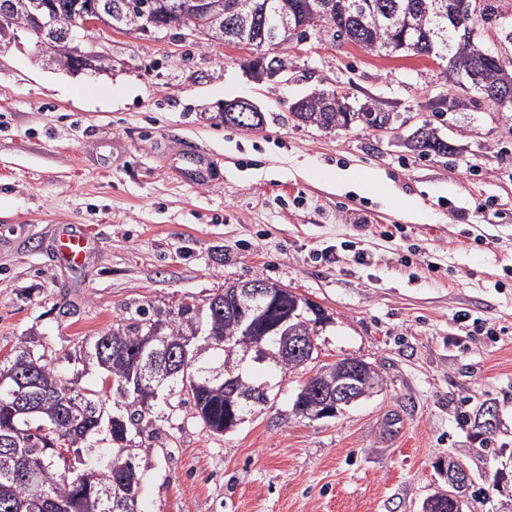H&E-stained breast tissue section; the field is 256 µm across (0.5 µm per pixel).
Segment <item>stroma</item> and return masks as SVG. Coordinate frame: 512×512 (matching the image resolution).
Returning a JSON list of instances; mask_svg holds the SVG:
<instances>
[{"label": "stroma", "instance_id": "1", "mask_svg": "<svg viewBox=\"0 0 512 512\" xmlns=\"http://www.w3.org/2000/svg\"><path fill=\"white\" fill-rule=\"evenodd\" d=\"M474 19L477 40L512 58V0ZM112 68L72 74L24 30L0 40V360L43 345L84 387L86 342L143 303L176 311L263 278L320 304L331 321L318 364L371 363L379 392L333 418L295 416L307 374L252 366L270 400L210 434L190 404L160 405L161 437L140 453L141 512H422L447 489L449 458L472 479L464 512L512 505V120L486 104L441 115L445 62L309 39L289 69L258 82L248 47L115 30L95 35ZM344 88L398 113L395 136L297 126L290 104ZM264 112L224 125L225 102ZM438 127L455 154L418 156L403 140ZM191 140L217 171L204 186L172 171ZM374 172L383 196L336 185ZM86 228L77 266L55 256L61 225ZM369 264L354 261L357 251ZM332 260H325V253ZM494 403L478 436L464 414Z\"/></svg>", "mask_w": 512, "mask_h": 512}]
</instances>
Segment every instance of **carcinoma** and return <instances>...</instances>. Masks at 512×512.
<instances>
[{"instance_id":"cac0c4a2","label":"carcinoma","mask_w":512,"mask_h":512,"mask_svg":"<svg viewBox=\"0 0 512 512\" xmlns=\"http://www.w3.org/2000/svg\"><path fill=\"white\" fill-rule=\"evenodd\" d=\"M50 3L59 16V26L68 25L73 0H36ZM112 9L125 14H147L166 28L180 27V17L169 12L165 0H107ZM224 0V36L238 46L242 41L269 36L277 13L288 14L296 42L314 37L351 43L370 51L435 57L471 68L481 86L479 95L502 94V114L512 116V58L495 62L476 39L456 33L448 18L452 0ZM18 4L14 27L25 28L36 9L31 0ZM182 28V27H180ZM187 31V28H182ZM55 54L60 64L73 70L65 45L40 42ZM385 109L381 102L366 104V110L348 113L315 93L302 111H290L300 124L323 130L346 129L353 123L372 128ZM264 121L261 112H226L227 126L252 128ZM413 154L448 155L456 147L438 139L425 123L404 143ZM235 286L218 290L198 310L190 305L164 317L142 305L136 316L92 338L85 359L102 373V388L76 387L62 374L56 359L21 340L12 356L0 361V512H123L126 501L138 502L141 491L138 457L141 445L132 434L153 437L152 413L174 396H189L194 417L214 435L236 427L242 412L269 401L268 390L246 381L240 363L233 368L239 392L229 396L211 381L214 370L224 365L226 348L244 341L259 343L271 360L293 371L308 360L285 351L281 331H268L273 323L293 313L288 326L305 336L317 335L328 317L321 308L293 292H285L263 321L244 308L230 310ZM201 315V341L182 348L181 341L196 315ZM381 384L372 367L350 378L334 362L321 366L300 386L293 412L307 417L309 409L323 403L330 387L343 381ZM124 402L126 412L116 413L109 400Z\"/></svg>"}]
</instances>
